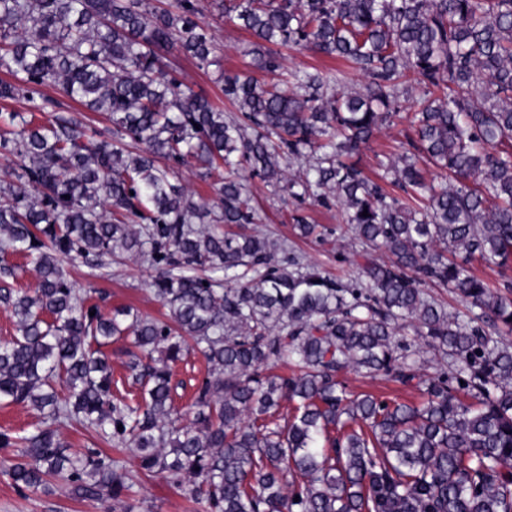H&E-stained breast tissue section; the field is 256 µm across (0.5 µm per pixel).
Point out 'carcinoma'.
<instances>
[{
	"instance_id": "cac0c4a2",
	"label": "carcinoma",
	"mask_w": 512,
	"mask_h": 512,
	"mask_svg": "<svg viewBox=\"0 0 512 512\" xmlns=\"http://www.w3.org/2000/svg\"><path fill=\"white\" fill-rule=\"evenodd\" d=\"M224 16L249 31L262 71L281 69L267 45L339 58L361 74L297 70L266 85L227 74L224 118L204 95L164 71L179 49L207 68L221 47L195 0H0V100L33 112L58 86L110 136L87 133L59 110L43 125L16 124L0 155L16 165L0 184V252L31 259L33 291H0L17 335L0 344V404L40 413L0 466L37 493L61 477L79 498L122 502L124 462L95 448L68 452L59 427L76 421L137 451L194 512H512V298L471 274L467 260L512 264V0H224ZM413 100L415 137L381 163L382 183L352 162L375 132ZM307 161L288 180L297 200L334 199L362 242L388 262L356 263L369 295L278 258L258 235L191 226L208 212L172 181L190 161L211 173L227 225L255 211L238 171L268 184L283 160ZM443 172L438 181L423 165ZM368 216H362V213ZM150 261L151 293L170 320L87 304L62 261L102 267L116 247ZM433 283L465 303L454 316L425 296ZM95 315H90V312ZM448 358L424 377L401 331ZM129 336L128 368L140 400L112 394L102 347ZM164 353L158 363L155 351ZM200 353L208 371L188 417L172 405L171 367ZM293 364L291 377L268 375ZM421 388L419 405L352 396L346 369ZM458 386H453V382ZM297 403L285 425L265 416ZM340 430L330 438V430Z\"/></svg>"
}]
</instances>
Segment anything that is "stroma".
<instances>
[{
	"instance_id": "stroma-1",
	"label": "stroma",
	"mask_w": 512,
	"mask_h": 512,
	"mask_svg": "<svg viewBox=\"0 0 512 512\" xmlns=\"http://www.w3.org/2000/svg\"><path fill=\"white\" fill-rule=\"evenodd\" d=\"M197 6L201 21L208 25L222 46L221 65L198 68L191 57L174 49L165 58L166 71L169 77L208 96L215 106L223 109L225 116L231 117L236 110L225 101L223 86L217 83L216 76L221 70L230 74H255L246 53L253 37L240 25L222 18L214 0H197ZM412 110V102L403 103L394 123L381 127L369 146L361 151L358 166L365 176L377 178L381 172L380 161L395 152L399 142L410 134L407 115ZM245 184L257 211V222L250 225V232L281 245L285 255L298 257L322 275L344 278L354 273L350 258L360 253L363 246L352 226L342 223L336 204L323 205L311 199L296 201L289 197L287 185L275 188L252 175L246 176ZM300 217L315 224L313 235H302L296 223ZM68 272L74 287L103 310L129 307L153 318L169 317L168 308L156 301L149 291L154 270L139 257L119 250L103 269L94 271L72 263ZM206 372L205 359L195 352L173 365L172 397L177 411L186 409ZM339 379L354 395L370 394L387 402L417 403L422 399L417 389L401 386L384 375L369 377L348 369L340 373ZM60 435L69 451L97 448L124 460L132 475V487L126 497L131 512H189L186 502L174 494L164 477L138 468L132 449L114 450L109 440L74 422L61 426ZM0 512H112V503L75 497L70 485L62 481L52 482L46 493L23 492L7 475L0 473Z\"/></svg>"
}]
</instances>
